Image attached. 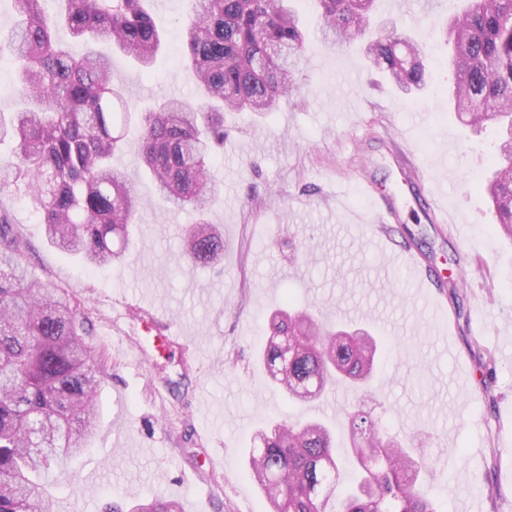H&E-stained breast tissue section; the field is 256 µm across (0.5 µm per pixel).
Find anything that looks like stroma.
<instances>
[{"mask_svg":"<svg viewBox=\"0 0 512 512\" xmlns=\"http://www.w3.org/2000/svg\"><path fill=\"white\" fill-rule=\"evenodd\" d=\"M447 6L428 0L411 13L397 0L379 4V18H399L427 53L424 114L401 103L357 46L317 39L294 74L298 92L278 112L263 120L225 114L229 135L209 162L219 188L212 219L224 227L218 265L192 271L183 263L194 215L156 201L133 131L114 162L148 204L122 268H87L46 241L22 196L0 193L30 277L65 293L86 317L100 370L99 429L59 474L51 512H105L111 502L129 512L154 497L195 512H267L242 465L254 433L277 418H322L345 448V416L358 406L430 460L443 512H467L476 498L483 512H512V239L493 230L481 187L495 130L461 122L448 103V47L436 29ZM190 7L151 0L165 46L150 74L113 53L112 72L137 109L194 99L180 61ZM408 160L437 182L455 223L425 219L403 183ZM361 174L400 202L379 248L359 222L368 206ZM405 248L424 254L443 287H417L390 263L389 253ZM288 299L379 336L371 392L341 385L322 401L293 405L270 387L257 354L267 317ZM142 301L180 331L185 348L138 358L146 334L125 308ZM487 354L495 369L489 394L478 365Z\"/></svg>","mask_w":512,"mask_h":512,"instance_id":"stroma-1","label":"stroma"}]
</instances>
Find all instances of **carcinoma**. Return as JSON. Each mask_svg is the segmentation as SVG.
I'll use <instances>...</instances> for the list:
<instances>
[{
	"label": "carcinoma",
	"instance_id": "carcinoma-1",
	"mask_svg": "<svg viewBox=\"0 0 512 512\" xmlns=\"http://www.w3.org/2000/svg\"><path fill=\"white\" fill-rule=\"evenodd\" d=\"M15 20L0 40V64L15 65L23 107L0 121V142L16 143L0 161V193L23 188L47 240L88 266H121L135 215L144 208L135 186L112 165L125 144L134 109L112 76L108 43L149 71L164 36L146 0H65L49 19L45 0H12ZM183 26L182 60L205 102L165 98L139 115L144 169L171 207L198 214L185 237L191 267L224 256V232L208 217L216 185L207 161L224 148V112L277 111L296 90L293 70L305 52L306 29L294 0H192ZM316 33L334 43H361L365 60L404 95L428 87L418 44L396 20L377 27L376 0H316ZM63 27L70 41L56 36ZM453 56L454 110L470 124L509 127L493 160L486 191L497 226L512 236V0H461L446 27ZM85 45L76 57L69 42ZM259 362L292 404L320 399L337 381L367 390L375 378L377 339L345 331L287 302L271 316ZM85 318L67 296L28 278L22 242L0 213V512H49L55 468L87 449L97 425L96 364ZM358 464L338 487L334 436L320 420L283 419L259 434L246 476L269 512H438L425 485L427 462L386 436L370 416L348 414ZM132 512H178L154 500Z\"/></svg>",
	"mask_w": 512,
	"mask_h": 512
}]
</instances>
